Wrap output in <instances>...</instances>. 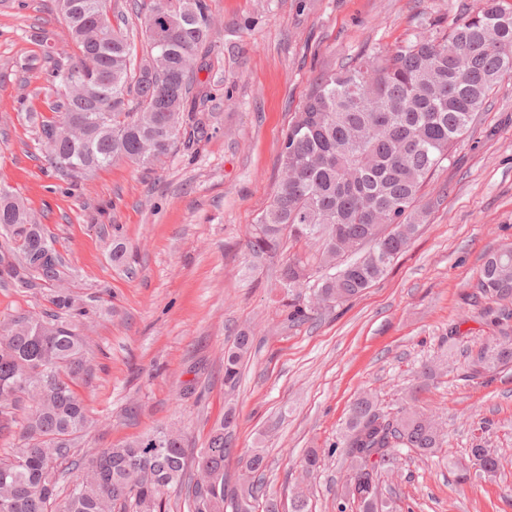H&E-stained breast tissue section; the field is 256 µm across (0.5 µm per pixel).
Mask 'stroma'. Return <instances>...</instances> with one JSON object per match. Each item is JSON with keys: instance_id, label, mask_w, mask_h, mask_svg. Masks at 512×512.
<instances>
[{"instance_id": "obj_1", "label": "stroma", "mask_w": 512, "mask_h": 512, "mask_svg": "<svg viewBox=\"0 0 512 512\" xmlns=\"http://www.w3.org/2000/svg\"><path fill=\"white\" fill-rule=\"evenodd\" d=\"M215 21L212 66L201 72L209 100L205 134L144 171L124 161L75 189L49 168L34 128L19 112L46 82L29 68L39 30L60 41L55 0H0V182L44 224L66 283L95 315L87 331L91 370L77 386L92 425L77 449L89 457L169 427L181 429L188 462L236 410L224 467L237 482L242 461L262 451L268 497L289 512L303 488L309 512H339L346 474L333 451L359 395L396 411L421 364L434 380L417 395L444 443L437 456L401 454L383 474L392 512H512V369L492 381L464 380V349L493 340L469 301L487 252L512 243V74L485 112L424 185L431 208L419 236L383 279L335 309L293 324L280 311L282 265L315 243L285 242L272 259L246 249L252 224L281 178L284 134L318 77L359 55L420 32L439 36L489 0H206ZM122 245L124 261L112 259ZM40 281L0 280V322L50 307ZM462 340L451 343V329ZM255 337L235 388L224 385V350L240 330ZM493 424L495 479L459 483L456 466L483 420ZM317 449L321 466L300 461Z\"/></svg>"}]
</instances>
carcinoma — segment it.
<instances>
[{"label": "carcinoma", "instance_id": "carcinoma-1", "mask_svg": "<svg viewBox=\"0 0 512 512\" xmlns=\"http://www.w3.org/2000/svg\"><path fill=\"white\" fill-rule=\"evenodd\" d=\"M104 0H57L65 23L63 47L44 54L54 84L52 117L28 112L49 167L76 187L117 160L150 171L155 162L195 145L196 112L208 101L198 73L208 61L213 20L206 0H134L145 54L132 67L122 11L111 7L112 36L98 26ZM512 73V8L495 3L448 27L441 37L420 32L384 52L358 57L322 74L282 141L283 174L254 225L248 249L256 257L279 251L283 235L321 242L317 256L294 254L280 270L288 321L309 318L313 306L332 307L379 281L417 236L425 211L424 182L471 129L500 77ZM0 237L11 262L0 279H37L55 288L51 311L0 323V426L21 425V445L0 458V512H161L164 495L188 487L196 512H252L262 494L256 474L264 456L245 462L247 476L230 488L224 462L232 448L235 408L224 409L187 478L184 437L161 429L102 448L60 466L89 420L75 390L88 372L83 333L89 310L66 288L62 259L42 224L12 190L0 187ZM469 299L483 304L486 325L502 335L471 357L464 380L512 366V246L487 255ZM253 335L237 334L224 350V384H236L251 356ZM348 474L339 512H381L382 473L402 450L432 456L441 448L433 420L411 407L392 414L368 396L350 410L342 437ZM478 476L497 475L487 441L469 448ZM66 491H61V479ZM65 496H60V493Z\"/></svg>", "mask_w": 512, "mask_h": 512}]
</instances>
